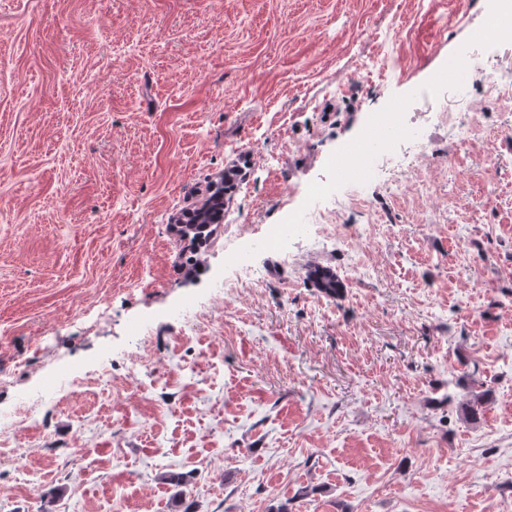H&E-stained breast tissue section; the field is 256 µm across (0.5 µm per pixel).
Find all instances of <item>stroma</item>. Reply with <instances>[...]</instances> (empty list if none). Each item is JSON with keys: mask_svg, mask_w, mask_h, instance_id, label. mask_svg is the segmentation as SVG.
Here are the masks:
<instances>
[{"mask_svg": "<svg viewBox=\"0 0 512 512\" xmlns=\"http://www.w3.org/2000/svg\"><path fill=\"white\" fill-rule=\"evenodd\" d=\"M499 6L0 0V416L46 396L0 512H512V106L432 87ZM371 112L426 162L340 197L363 248L244 237L271 276L215 295L223 229L196 256L175 219L238 165L225 216L287 223ZM458 142L460 145H467L478 138V120L474 113H464L455 120ZM307 277L326 297L337 299L344 296L346 290L344 282L330 269L311 265L307 269Z\"/></svg>", "mask_w": 512, "mask_h": 512, "instance_id": "obj_1", "label": "stroma"}]
</instances>
